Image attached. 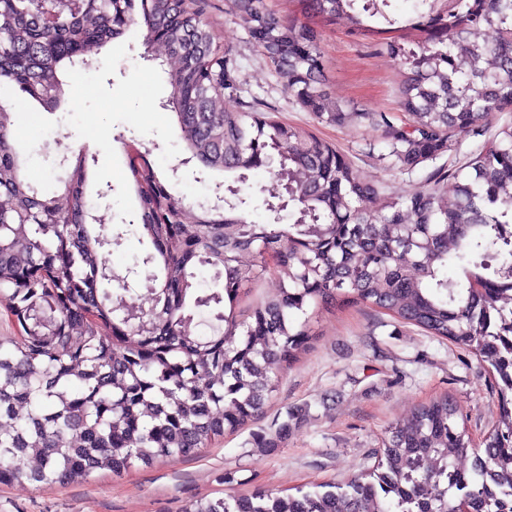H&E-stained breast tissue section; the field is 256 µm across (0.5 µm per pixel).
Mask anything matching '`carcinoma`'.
I'll list each match as a JSON object with an SVG mask.
<instances>
[{"instance_id": "carcinoma-1", "label": "carcinoma", "mask_w": 512, "mask_h": 512, "mask_svg": "<svg viewBox=\"0 0 512 512\" xmlns=\"http://www.w3.org/2000/svg\"><path fill=\"white\" fill-rule=\"evenodd\" d=\"M305 21H282L264 0H233L264 56L297 101L325 123L367 122L383 132L393 163L415 167L512 109V0H421L420 52L391 36V0H299ZM0 0V99L20 91L51 108L63 69L86 70L112 40L141 24L171 60V111L188 153L205 170L269 168L288 186L291 223L245 218L241 189L194 208L171 194L148 163L130 173L154 251L143 269L102 263L124 232L110 230L87 193L77 155L59 196L39 193L15 145L16 112L0 104V304L23 334L0 350V484L67 483L189 457L256 419L279 387L276 371L310 348L314 303H369L473 353L501 381L500 417L481 442L459 426L448 397L387 426L378 462L347 485L199 499L186 512H503L490 485L512 497V125L452 173L453 196L421 188L379 201L349 159L275 116L224 107L232 61L213 47L197 0ZM316 17L345 18L404 53L398 87L405 121L347 110L323 89ZM492 28L497 37L482 39ZM251 252L245 267L239 256ZM224 278L199 294L196 266ZM455 266L460 275L448 276ZM279 293L244 318L241 289L266 271ZM144 279L149 306L132 282ZM113 283L108 290L103 283ZM218 310L210 334L195 314Z\"/></svg>"}]
</instances>
